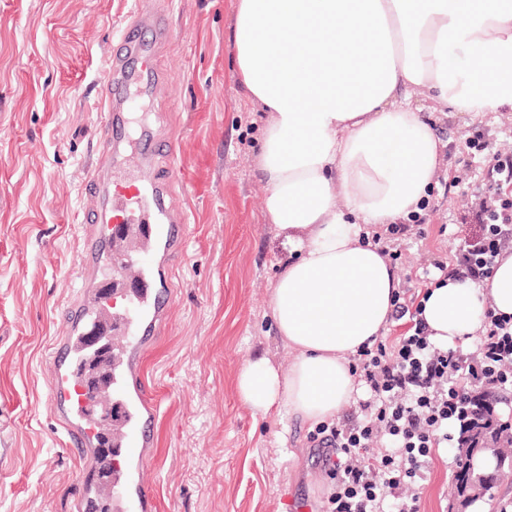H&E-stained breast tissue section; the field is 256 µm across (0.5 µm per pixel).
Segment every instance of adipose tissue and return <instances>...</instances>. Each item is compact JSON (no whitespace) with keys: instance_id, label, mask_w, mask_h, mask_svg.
Listing matches in <instances>:
<instances>
[{"instance_id":"adipose-tissue-1","label":"adipose tissue","mask_w":512,"mask_h":512,"mask_svg":"<svg viewBox=\"0 0 512 512\" xmlns=\"http://www.w3.org/2000/svg\"><path fill=\"white\" fill-rule=\"evenodd\" d=\"M235 74L267 113L256 165L263 219L289 258L269 295L295 356L249 361L241 400L318 425L350 403L349 355L388 323L399 278L367 224L418 212L442 143L404 100L444 112H512V0H234ZM439 346L473 341L486 310L512 316V252L491 278L447 280L422 301Z\"/></svg>"}]
</instances>
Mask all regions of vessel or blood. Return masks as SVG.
<instances>
[{
	"mask_svg": "<svg viewBox=\"0 0 512 512\" xmlns=\"http://www.w3.org/2000/svg\"><path fill=\"white\" fill-rule=\"evenodd\" d=\"M167 38V28L159 16H141L130 23L113 45L110 59L102 73L101 102L104 115L103 145L106 149L124 146L140 169H147L161 155L175 157L176 145L156 139L149 129L133 137L126 131V114L132 103L131 92L140 89L149 94L155 81V51ZM89 190L104 195L103 212L88 216L84 226L83 248L78 269L81 288L68 301L66 335L51 345L48 359L53 369L51 397L56 422L66 443L81 460L80 488L74 500V512H96L102 500H110L113 512H150L153 497L142 482L132 481L130 467H142L151 458L154 442L153 424L156 403L136 361L144 344L153 340L174 300L168 286H156L152 255L156 244L165 251L179 252L186 233V219L168 205V178L153 176L124 183L112 170L95 172ZM140 227L137 246L126 256L132 270V287L115 288L114 295L123 302L118 327L123 343L112 366L110 392L123 399L129 409L126 425L112 436L115 456L128 463V470H115L105 494L97 492L100 431L85 412L83 389L75 376L81 339L95 322L96 310L89 303L91 288L101 286L110 266L111 246L122 245V227Z\"/></svg>",
	"mask_w": 512,
	"mask_h": 512,
	"instance_id": "vessel-or-blood-1",
	"label": "vessel or blood"
}]
</instances>
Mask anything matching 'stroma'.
I'll list each match as a JSON object with an SVG mask.
<instances>
[{
  "instance_id": "35a3bbf8",
  "label": "stroma",
  "mask_w": 512,
  "mask_h": 512,
  "mask_svg": "<svg viewBox=\"0 0 512 512\" xmlns=\"http://www.w3.org/2000/svg\"><path fill=\"white\" fill-rule=\"evenodd\" d=\"M232 2L0 0V512H70L78 491L46 352L79 284V226L101 207L87 178L125 166L99 145L97 84L140 10L169 29L156 59L163 76L145 109L156 134L177 142L169 203L188 225L169 320L141 359L160 409L155 459L140 478L155 512H287L289 497L319 512L330 491L309 425L285 412L257 414L236 389L255 354L285 368L294 352L268 306L288 252L262 219L255 158L267 115L246 102L234 74ZM409 102L445 148L417 218L424 237L384 243L401 253L402 280L455 254L454 235L483 188L482 162L465 139L480 131L493 150L512 152V112H434L416 94ZM455 456L435 450L419 512H471L452 496Z\"/></svg>"
}]
</instances>
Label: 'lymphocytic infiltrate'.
<instances>
[{"instance_id":"lymphocytic-infiltrate-1","label":"lymphocytic infiltrate","mask_w":512,"mask_h":512,"mask_svg":"<svg viewBox=\"0 0 512 512\" xmlns=\"http://www.w3.org/2000/svg\"><path fill=\"white\" fill-rule=\"evenodd\" d=\"M485 155L486 192L477 194L476 233L461 238L455 263L435 259L418 279L483 282L512 250V154L493 153L483 133L466 138ZM391 321L407 322L395 343L363 344L351 371L369 397L358 410L317 426L309 441L332 479L323 512H418L417 489L433 452L462 447L463 412L479 395L512 387V317L486 311L475 352L437 347L416 298L394 296Z\"/></svg>"}]
</instances>
